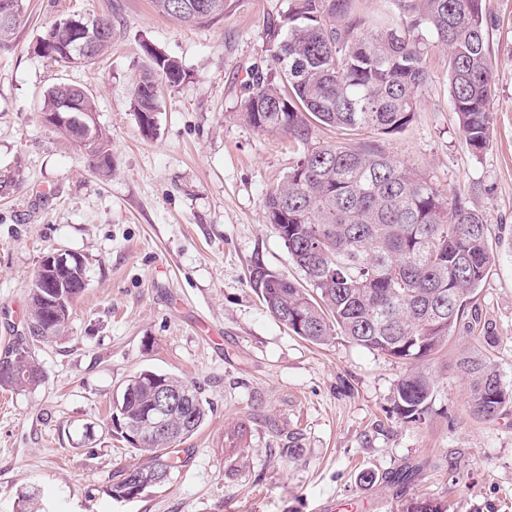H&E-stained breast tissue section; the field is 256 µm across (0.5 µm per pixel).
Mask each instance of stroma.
<instances>
[{"instance_id": "obj_1", "label": "stroma", "mask_w": 512, "mask_h": 512, "mask_svg": "<svg viewBox=\"0 0 512 512\" xmlns=\"http://www.w3.org/2000/svg\"><path fill=\"white\" fill-rule=\"evenodd\" d=\"M485 6L488 147L473 153L463 138L441 47L412 123L378 139L482 213L493 253L462 322L427 358L434 394L408 422L394 403L406 365L339 334L301 339L250 285L258 263L300 276L264 211L299 153L286 134L240 117L251 69L270 63L263 29L288 0H227L207 25L160 15L151 0H26L0 55V351L26 333L45 255L82 257L87 286L64 335L34 349L42 381L0 389V512H19L26 489L43 512H406L416 499L443 512H512V406L477 417L457 366L478 349L512 382V0ZM65 12L111 16V52L90 67L37 56V36ZM145 42L187 73L164 88L150 138L129 107ZM60 83L93 95L111 171L43 123V95ZM144 369L193 382L210 411L163 486L116 500L105 486L139 456L109 412ZM365 471L378 482H361Z\"/></svg>"}]
</instances>
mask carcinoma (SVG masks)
<instances>
[{"mask_svg": "<svg viewBox=\"0 0 512 512\" xmlns=\"http://www.w3.org/2000/svg\"><path fill=\"white\" fill-rule=\"evenodd\" d=\"M0 0V52L25 16L7 14ZM364 0H288L280 19L268 23L263 37L271 51L267 71L251 70L242 104L243 119L263 132L286 133L303 147L285 180L265 198L268 223L303 273L292 280L265 266H255L251 286L269 313L297 336L324 344L340 333L359 346L409 366L396 387L400 416L417 420L434 391L431 374L418 367L449 340L466 306L485 281L493 256L487 225L467 201L445 195L421 172L371 141L356 146L314 143L316 126L340 135L373 131L391 135L414 119L430 78L428 58L436 47L447 50L450 100L470 149L489 144L493 123L489 109L494 59L486 38L483 0H384V11L369 15ZM154 9L186 23L224 17L226 0H152ZM60 15L36 38L34 53L77 66H89L112 48L117 29L101 17L104 33L92 49L77 54L73 32L60 27ZM143 65L135 81L130 108L140 131L156 130L160 81L170 86L186 73L179 62L149 43L142 45ZM56 112L96 114L93 96L81 87L58 84L44 95L41 116ZM52 129L84 150L98 169L111 168L108 137L100 125L83 142L67 123ZM53 297L68 309L82 289L72 277L53 281ZM47 289L30 290L28 322L47 321ZM46 340L27 336L4 353L16 361L15 376L0 377L1 388H25L41 380L30 344ZM459 367L468 379L474 412L496 417L512 404L506 383L488 357L467 355ZM188 386L194 424H183V411L170 414L168 435L132 444L142 462L122 471L106 486L113 499L124 500L136 488L134 477L165 464L174 469L173 445L192 436L206 418V400L193 383L142 370L127 380L109 416L113 432L129 440V425L144 413L156 380Z\"/></svg>", "mask_w": 512, "mask_h": 512, "instance_id": "obj_1", "label": "carcinoma"}]
</instances>
